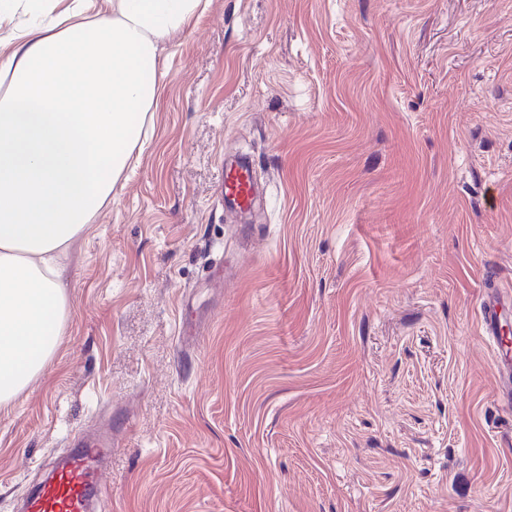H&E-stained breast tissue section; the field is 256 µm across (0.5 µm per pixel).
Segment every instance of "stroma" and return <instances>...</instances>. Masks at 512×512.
Returning <instances> with one entry per match:
<instances>
[{
    "instance_id": "stroma-1",
    "label": "stroma",
    "mask_w": 512,
    "mask_h": 512,
    "mask_svg": "<svg viewBox=\"0 0 512 512\" xmlns=\"http://www.w3.org/2000/svg\"><path fill=\"white\" fill-rule=\"evenodd\" d=\"M164 57L0 512L106 419L105 512H512V0H211ZM254 196L251 166L247 162L224 167V204L243 209L250 205ZM505 301L496 294L487 295L483 301L481 322L487 336L493 341L496 353L504 351L505 360L509 357L506 336L502 328V313Z\"/></svg>"
}]
</instances>
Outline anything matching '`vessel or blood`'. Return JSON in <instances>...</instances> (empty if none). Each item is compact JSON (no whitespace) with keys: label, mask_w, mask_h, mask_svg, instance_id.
Listing matches in <instances>:
<instances>
[{"label":"vessel or blood","mask_w":512,"mask_h":512,"mask_svg":"<svg viewBox=\"0 0 512 512\" xmlns=\"http://www.w3.org/2000/svg\"><path fill=\"white\" fill-rule=\"evenodd\" d=\"M254 196L249 163L240 162L224 170V204L243 209ZM505 301L494 294L483 301L481 322L496 351L507 341L502 328ZM112 461V425L104 423L92 440H78L26 497L21 512H99L112 497L104 472Z\"/></svg>","instance_id":"vessel-or-blood-1"}]
</instances>
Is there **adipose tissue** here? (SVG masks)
<instances>
[{"instance_id": "ef3b65f1", "label": "adipose tissue", "mask_w": 512, "mask_h": 512, "mask_svg": "<svg viewBox=\"0 0 512 512\" xmlns=\"http://www.w3.org/2000/svg\"><path fill=\"white\" fill-rule=\"evenodd\" d=\"M209 0H40L0 39V406L54 356L68 251L112 196L159 104L164 45Z\"/></svg>"}]
</instances>
